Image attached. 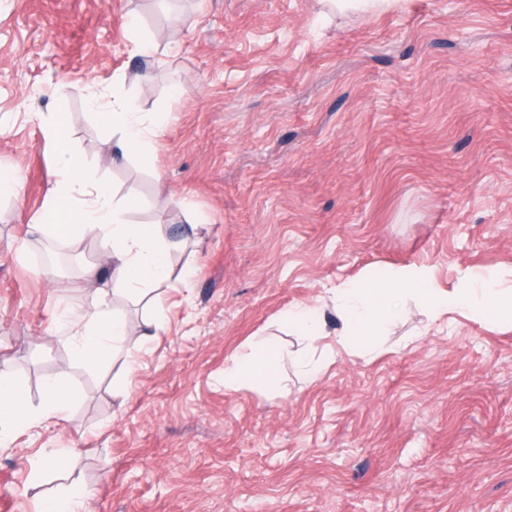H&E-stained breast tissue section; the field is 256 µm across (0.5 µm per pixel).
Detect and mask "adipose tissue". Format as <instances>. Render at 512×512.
I'll return each instance as SVG.
<instances>
[{
	"label": "adipose tissue",
	"mask_w": 512,
	"mask_h": 512,
	"mask_svg": "<svg viewBox=\"0 0 512 512\" xmlns=\"http://www.w3.org/2000/svg\"><path fill=\"white\" fill-rule=\"evenodd\" d=\"M90 104L99 121L111 128L121 155L137 153L157 136L155 125L146 123L132 100L115 97L103 100L92 95ZM45 142L56 155L54 186L50 201L40 217L41 231L67 236L76 228L100 230L112 237V256L117 262L115 275L129 291L166 281L174 241L165 238L157 224H129L124 211L134 207V199L114 201L108 188L94 180L67 131V119L57 113L41 124ZM81 195L83 206L74 209V195ZM343 330L336 345L350 349L356 342L370 343L373 336L400 318L406 296L418 298L429 310L433 321L447 322L453 312L494 313L498 320L512 324V291H499L478 283L474 275H465L456 288L445 290L436 284L433 270L413 264L364 280L342 281L328 290ZM128 335L125 320L111 314L103 299H95L82 317L81 329L71 338L75 355L89 365L98 364L120 349ZM280 354L275 347L251 348L237 354L224 370V385L259 387L273 377ZM47 401L39 409L26 406L22 392L11 372L0 370V433L29 427L51 419L63 418L73 403L57 381H48Z\"/></svg>",
	"instance_id": "1"
}]
</instances>
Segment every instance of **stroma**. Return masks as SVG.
Masks as SVG:
<instances>
[{"label": "stroma", "instance_id": "stroma-1", "mask_svg": "<svg viewBox=\"0 0 512 512\" xmlns=\"http://www.w3.org/2000/svg\"><path fill=\"white\" fill-rule=\"evenodd\" d=\"M94 92L159 124L147 149L112 162ZM56 112L91 174L137 199L125 221L181 241L169 282L88 278L112 251L99 232L40 261ZM2 171L0 366L30 408L53 379L75 402L0 438V512L72 484L89 512H512V327L439 328L409 298L372 357L330 353L334 313L313 345L281 322L410 263L445 288L512 286V0H0ZM100 293L129 334L90 368L68 334ZM269 343L278 374L225 388L235 354ZM300 354L325 361L317 380ZM48 448L60 466L31 486Z\"/></svg>", "mask_w": 512, "mask_h": 512}]
</instances>
